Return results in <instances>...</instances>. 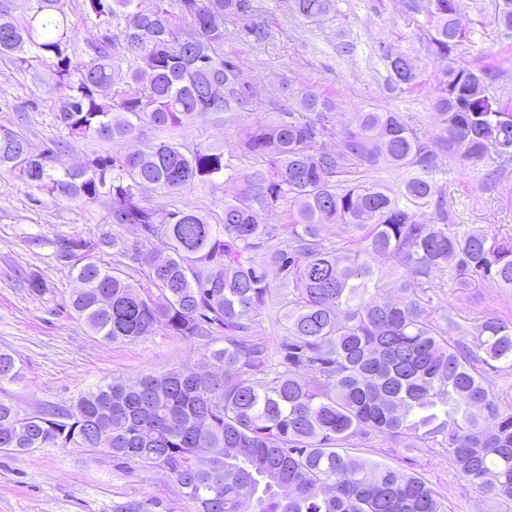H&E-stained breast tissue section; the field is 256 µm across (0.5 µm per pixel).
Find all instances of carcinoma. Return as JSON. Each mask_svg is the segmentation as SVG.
Returning <instances> with one entry per match:
<instances>
[{
  "mask_svg": "<svg viewBox=\"0 0 512 512\" xmlns=\"http://www.w3.org/2000/svg\"><path fill=\"white\" fill-rule=\"evenodd\" d=\"M493 0L494 21L512 38V8ZM256 0H88L85 21L98 30L93 56L70 79L75 34L59 0H32L16 17L0 0V55L50 68L68 94L56 120L74 141H140L135 152L96 156L81 167L59 159L64 144L34 149L0 133V172L52 199L94 203L112 198L114 224H131L140 240L73 237L58 256L77 259L80 287L66 306L110 344L163 334L207 340L209 358L160 375L114 379L65 408L23 411L0 396V450L98 448L112 432V458L162 469L197 512H448L445 496L420 472L366 457L379 438L413 453L445 448L460 476L485 498L512 507V409L485 385L487 370L512 369V319L497 315L474 327L476 347L445 335L414 285L450 266L457 286L491 279L512 288V238L463 233L431 224L423 208L436 187L435 154L399 112H353L338 148L333 101L312 87L296 106L251 132L244 151L259 165L240 169L213 142L190 148L141 139L144 125L178 127L197 116L230 122L255 94L237 62L224 56L226 25L262 47L273 38ZM458 0H426L429 44L451 56L466 30ZM333 0H291L318 22ZM117 31H112V28ZM393 83L421 86L407 55L384 50ZM493 68L448 65L435 109L443 142L472 170L512 156V100L490 94ZM412 167L400 194L376 182L341 179L354 166ZM234 186L219 222L193 210L157 208L150 188L177 197L201 182ZM289 200L288 234L263 215ZM334 224L351 247L318 239ZM159 241L165 263L156 265ZM112 247L132 251L153 294L94 258ZM396 261L390 282L376 262ZM290 285L277 356L245 335V320L272 295L268 267Z\"/></svg>",
  "mask_w": 512,
  "mask_h": 512,
  "instance_id": "obj_1",
  "label": "carcinoma"
}]
</instances>
